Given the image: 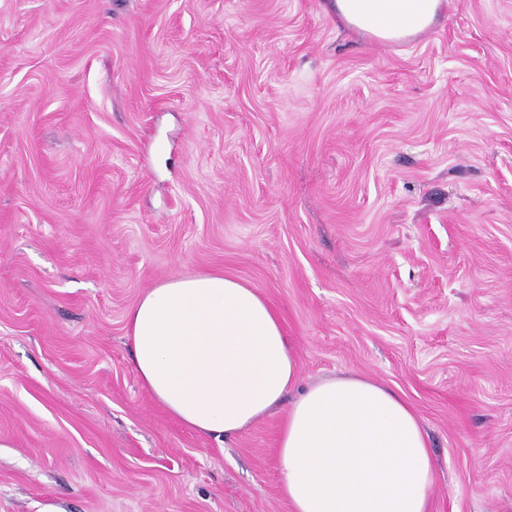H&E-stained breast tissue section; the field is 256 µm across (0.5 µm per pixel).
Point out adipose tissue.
<instances>
[{
	"label": "adipose tissue",
	"mask_w": 512,
	"mask_h": 512,
	"mask_svg": "<svg viewBox=\"0 0 512 512\" xmlns=\"http://www.w3.org/2000/svg\"><path fill=\"white\" fill-rule=\"evenodd\" d=\"M448 0H332L348 28L384 41L431 28ZM135 372L169 416L232 437L283 404L282 494L292 512H428L434 459L415 410L363 375L299 388L295 347L256 288L220 271L178 275L127 314Z\"/></svg>",
	"instance_id": "1"
}]
</instances>
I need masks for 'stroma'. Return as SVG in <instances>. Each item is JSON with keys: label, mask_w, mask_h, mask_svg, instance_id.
Segmentation results:
<instances>
[{"label": "stroma", "mask_w": 512, "mask_h": 512, "mask_svg": "<svg viewBox=\"0 0 512 512\" xmlns=\"http://www.w3.org/2000/svg\"><path fill=\"white\" fill-rule=\"evenodd\" d=\"M221 270L307 386L421 418L429 512H512V0L406 42L329 0H0V512H290L277 407L196 435L128 311Z\"/></svg>", "instance_id": "1"}]
</instances>
